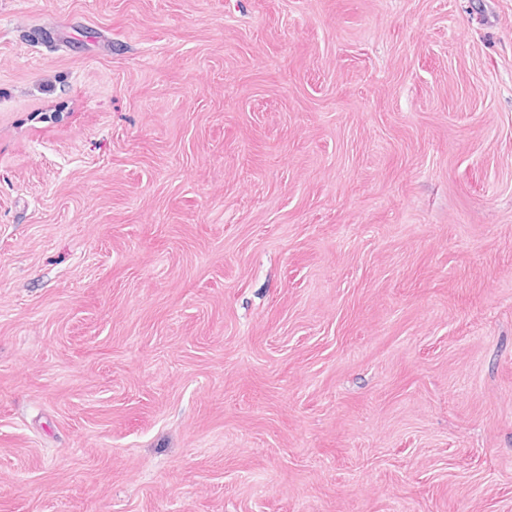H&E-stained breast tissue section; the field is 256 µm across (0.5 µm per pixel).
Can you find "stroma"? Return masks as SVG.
I'll list each match as a JSON object with an SVG mask.
<instances>
[{"label":"stroma","mask_w":512,"mask_h":512,"mask_svg":"<svg viewBox=\"0 0 512 512\" xmlns=\"http://www.w3.org/2000/svg\"><path fill=\"white\" fill-rule=\"evenodd\" d=\"M0 512H512V0H0Z\"/></svg>","instance_id":"obj_1"}]
</instances>
